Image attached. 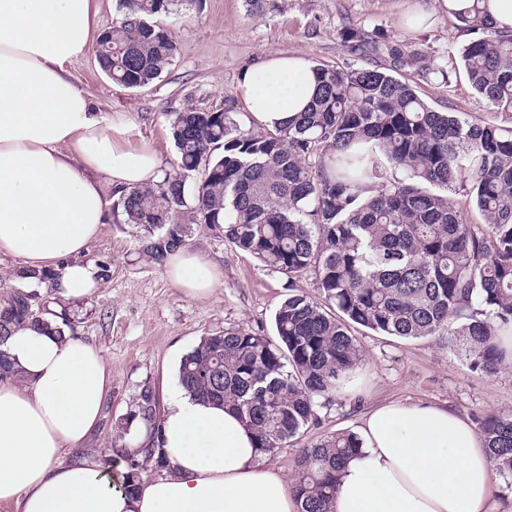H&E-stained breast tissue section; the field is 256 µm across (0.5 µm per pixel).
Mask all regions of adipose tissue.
<instances>
[{
  "label": "adipose tissue",
  "mask_w": 512,
  "mask_h": 512,
  "mask_svg": "<svg viewBox=\"0 0 512 512\" xmlns=\"http://www.w3.org/2000/svg\"><path fill=\"white\" fill-rule=\"evenodd\" d=\"M98 37L95 0H0V256L54 273L67 303L98 284L83 256L109 220L106 187L164 172L152 147H126L125 117L101 115L71 73ZM315 90L312 63L283 52L238 82L245 112L269 130L304 111ZM166 273L193 297L220 278L186 247L168 256ZM56 328L51 318L1 346L22 378L0 382V512H298L287 476L239 416L182 389L160 424L163 476L128 493L97 456L73 459L100 424L112 371L95 346ZM356 434L334 512H512L492 494L482 436L453 407L378 403Z\"/></svg>",
  "instance_id": "adipose-tissue-1"
}]
</instances>
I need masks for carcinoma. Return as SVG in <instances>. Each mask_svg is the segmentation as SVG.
<instances>
[{"mask_svg":"<svg viewBox=\"0 0 512 512\" xmlns=\"http://www.w3.org/2000/svg\"><path fill=\"white\" fill-rule=\"evenodd\" d=\"M121 17L97 41L101 70L128 88L152 83L174 61L170 31L152 22L179 0H117ZM488 0L450 9L474 34L462 54L473 88L501 124L438 112L380 68L316 63L308 108L275 131H254L234 107L174 113L178 162L149 185L116 192L113 209L156 263L209 224L289 293L275 313L278 342L242 329L204 337L178 369L198 399L233 407L274 455L318 422L322 401L362 362L350 327L402 338L438 336L471 367L496 373L499 330L512 324V27L488 17ZM450 191L485 218L467 222ZM311 275L319 299L295 292ZM29 288L0 303V346L38 325V288L51 273L22 272ZM158 400L141 395L144 459L128 463L133 490L147 464L166 466ZM491 469L512 477V415L481 421ZM357 437L338 432L298 449L291 491L299 512H332L338 475Z\"/></svg>","mask_w":512,"mask_h":512,"instance_id":"carcinoma-1","label":"carcinoma"}]
</instances>
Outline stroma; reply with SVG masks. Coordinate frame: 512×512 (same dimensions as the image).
<instances>
[{
  "instance_id": "1",
  "label": "stroma",
  "mask_w": 512,
  "mask_h": 512,
  "mask_svg": "<svg viewBox=\"0 0 512 512\" xmlns=\"http://www.w3.org/2000/svg\"><path fill=\"white\" fill-rule=\"evenodd\" d=\"M417 5L425 19L412 25L408 19ZM154 21L171 29L178 44L174 62L157 80L137 89L117 84L91 54L75 62L72 73L103 113L125 116L131 148L152 146L169 168L177 164L173 114L238 102L240 73L275 51L343 68H386L437 111L502 120L467 80L461 53L470 35L439 0H184ZM356 35L366 40L364 51L353 50ZM392 46L402 51L405 65H395ZM186 246L221 273L208 296L176 288L164 265L143 253L132 228L116 219L84 256L106 266L107 274L65 312L75 335L98 348L112 369L104 420L87 445L89 453L108 457L119 437L129 436L141 393L167 399L182 357L203 337L227 329L276 335L274 315L287 294L279 273L258 265L207 224L194 225ZM351 332L362 350L359 372L321 409L318 424L270 457V465L285 474H293L298 449L352 431L378 401L445 403L474 422L490 413L512 414L511 361L489 376L434 337L405 339L358 325Z\"/></svg>"
}]
</instances>
